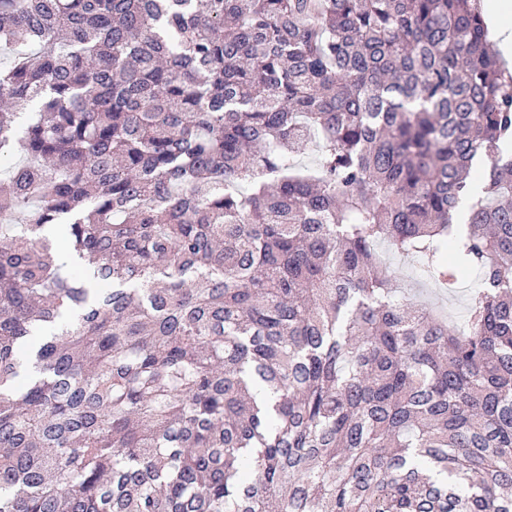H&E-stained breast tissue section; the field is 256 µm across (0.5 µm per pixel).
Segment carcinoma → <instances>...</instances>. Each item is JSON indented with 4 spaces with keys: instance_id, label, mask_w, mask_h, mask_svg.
Wrapping results in <instances>:
<instances>
[{
    "instance_id": "obj_1",
    "label": "carcinoma",
    "mask_w": 512,
    "mask_h": 512,
    "mask_svg": "<svg viewBox=\"0 0 512 512\" xmlns=\"http://www.w3.org/2000/svg\"><path fill=\"white\" fill-rule=\"evenodd\" d=\"M0 50V512H512L479 0H0ZM376 252L386 266L395 274V288H407L420 300L430 305L454 323L461 324L467 315L471 295L480 288L474 276L462 281L452 293L435 288L421 272V263L395 252L385 243L376 247Z\"/></svg>"
}]
</instances>
